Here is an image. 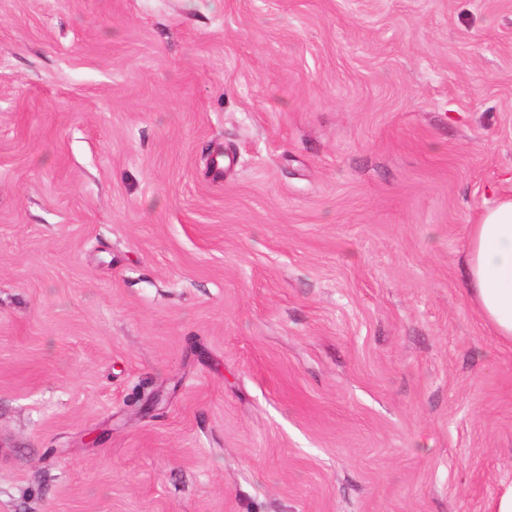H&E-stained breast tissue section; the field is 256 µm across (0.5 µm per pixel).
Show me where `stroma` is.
Instances as JSON below:
<instances>
[{
  "label": "stroma",
  "mask_w": 512,
  "mask_h": 512,
  "mask_svg": "<svg viewBox=\"0 0 512 512\" xmlns=\"http://www.w3.org/2000/svg\"><path fill=\"white\" fill-rule=\"evenodd\" d=\"M506 196L512 0H0V512H491ZM464 266L480 317L512 345V197L485 207L479 222L469 225Z\"/></svg>",
  "instance_id": "obj_1"
}]
</instances>
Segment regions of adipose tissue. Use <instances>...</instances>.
Listing matches in <instances>:
<instances>
[{
	"label": "adipose tissue",
	"mask_w": 512,
	"mask_h": 512,
	"mask_svg": "<svg viewBox=\"0 0 512 512\" xmlns=\"http://www.w3.org/2000/svg\"><path fill=\"white\" fill-rule=\"evenodd\" d=\"M464 266L468 294L495 336L512 345V197L485 207L468 228Z\"/></svg>",
	"instance_id": "adipose-tissue-1"
}]
</instances>
